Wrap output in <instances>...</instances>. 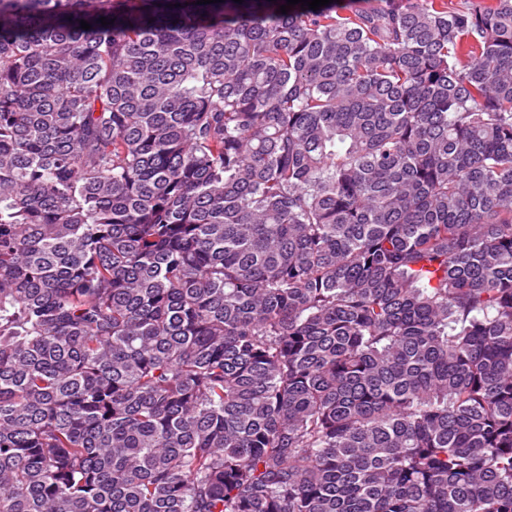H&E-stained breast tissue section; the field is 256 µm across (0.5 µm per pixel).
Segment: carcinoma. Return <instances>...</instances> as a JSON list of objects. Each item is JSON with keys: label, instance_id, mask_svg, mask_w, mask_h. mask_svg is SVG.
Instances as JSON below:
<instances>
[{"label": "carcinoma", "instance_id": "obj_1", "mask_svg": "<svg viewBox=\"0 0 512 512\" xmlns=\"http://www.w3.org/2000/svg\"><path fill=\"white\" fill-rule=\"evenodd\" d=\"M286 2L0 0V512H512V0Z\"/></svg>", "mask_w": 512, "mask_h": 512}]
</instances>
